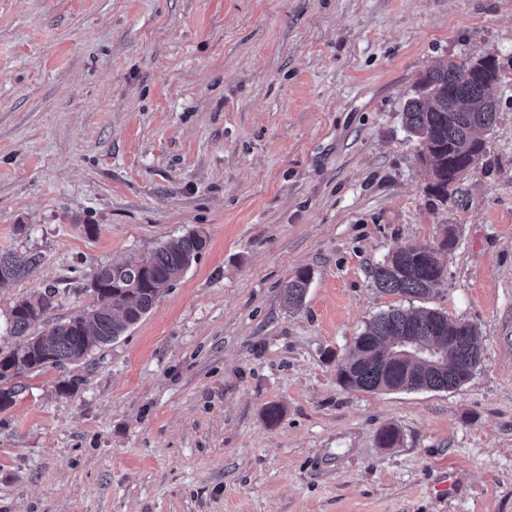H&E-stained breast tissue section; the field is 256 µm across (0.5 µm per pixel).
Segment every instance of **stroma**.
Listing matches in <instances>:
<instances>
[{
    "mask_svg": "<svg viewBox=\"0 0 512 512\" xmlns=\"http://www.w3.org/2000/svg\"><path fill=\"white\" fill-rule=\"evenodd\" d=\"M484 53L496 121L442 197L403 113ZM193 229L142 320L0 410V512H512V0H0V253L38 258L0 337L20 298L68 319L97 268ZM449 231L422 303L477 329L471 378L343 388L365 325L413 305L371 268ZM308 283V273L306 271H299L283 288L284 302L289 307L300 306L304 301Z\"/></svg>",
    "mask_w": 512,
    "mask_h": 512,
    "instance_id": "obj_1",
    "label": "stroma"
}]
</instances>
